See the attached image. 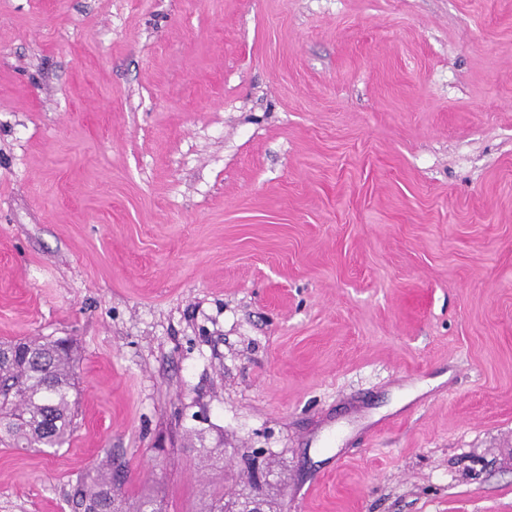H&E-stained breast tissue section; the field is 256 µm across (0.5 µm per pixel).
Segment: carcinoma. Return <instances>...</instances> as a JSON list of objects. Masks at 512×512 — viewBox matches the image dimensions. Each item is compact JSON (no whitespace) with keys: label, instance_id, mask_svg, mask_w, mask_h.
Instances as JSON below:
<instances>
[{"label":"carcinoma","instance_id":"obj_1","mask_svg":"<svg viewBox=\"0 0 512 512\" xmlns=\"http://www.w3.org/2000/svg\"><path fill=\"white\" fill-rule=\"evenodd\" d=\"M74 348L68 340L0 342V443L42 451L73 434ZM112 466L98 468L72 495L80 512H120Z\"/></svg>","mask_w":512,"mask_h":512}]
</instances>
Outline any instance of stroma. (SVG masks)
Masks as SVG:
<instances>
[{
  "mask_svg": "<svg viewBox=\"0 0 512 512\" xmlns=\"http://www.w3.org/2000/svg\"><path fill=\"white\" fill-rule=\"evenodd\" d=\"M25 337L76 427L0 512H512V0H0ZM112 487V460L107 467L98 468L89 479L78 485L72 495L76 509L82 512H120ZM113 491V494H112Z\"/></svg>",
  "mask_w": 512,
  "mask_h": 512,
  "instance_id": "stroma-1",
  "label": "stroma"
}]
</instances>
